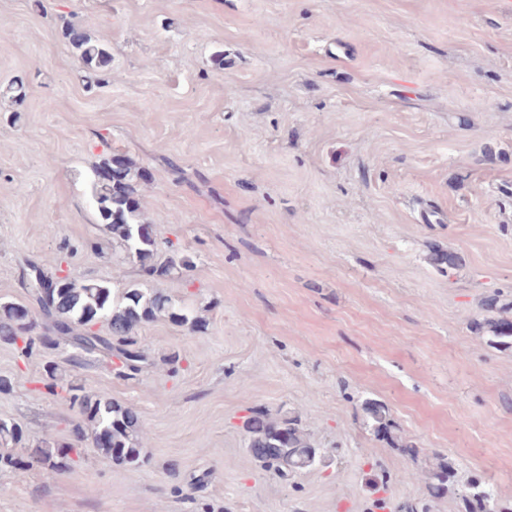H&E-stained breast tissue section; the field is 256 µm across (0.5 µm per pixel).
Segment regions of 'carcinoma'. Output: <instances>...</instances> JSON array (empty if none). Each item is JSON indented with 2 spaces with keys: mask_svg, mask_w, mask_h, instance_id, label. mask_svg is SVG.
<instances>
[{
  "mask_svg": "<svg viewBox=\"0 0 512 512\" xmlns=\"http://www.w3.org/2000/svg\"><path fill=\"white\" fill-rule=\"evenodd\" d=\"M63 35L76 50L83 65L86 84H99L112 61L101 42L93 39L73 20L64 21ZM145 173L127 156L103 158L94 169L92 199L102 223L112 233V245L121 250L120 260L135 263L151 276L165 277L178 266L189 267L190 260L172 253L165 263H157L159 251L154 225L145 217L140 204L141 186ZM430 260L440 271L453 270L458 256L440 246L432 250ZM55 270L45 273L44 266L30 264L21 275V285L29 294L30 306L11 302L0 303V341L15 346L24 358L53 350L59 339L66 337L76 350L71 362L83 364L88 356H115L123 360L120 377L139 373L146 363L145 349L136 336L142 324L160 316L168 317L192 331L204 329L199 316L188 317L185 309L172 296L158 290L127 288L118 298L112 296L103 281H79L69 275L60 277L61 262L54 261ZM56 282L57 288L43 293L40 284ZM490 316L475 323V330L487 337L490 344L512 348V319L495 317V312L512 309V302H502L494 294L483 301ZM38 317H33L31 309ZM104 322L109 335L88 332V328ZM45 393L76 413L71 420V432L76 441L92 439L95 451L113 464L137 468L144 463L141 424L137 412L109 398L91 395L73 380L58 374L54 364L47 365L40 380ZM369 426L390 444L412 450L399 442L392 433L393 422L388 408L372 402L365 406ZM247 451L258 462L275 471L278 478L289 482L299 474L325 463L323 449L316 447L310 433L298 416L269 409H253L243 421ZM22 426L0 420V468L25 471L36 465L48 477L73 471L72 455L80 456L85 449L59 443L48 433L39 440L29 455L7 450L25 447ZM433 494L448 490L455 479L451 463L439 461L427 473ZM468 512H496L493 493L478 481L468 485Z\"/></svg>",
  "mask_w": 512,
  "mask_h": 512,
  "instance_id": "carcinoma-1",
  "label": "carcinoma"
}]
</instances>
